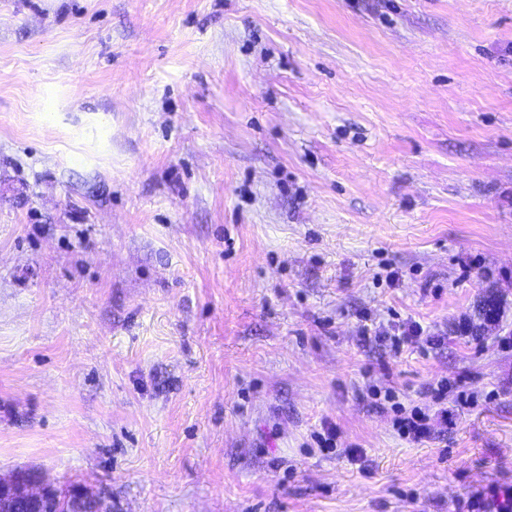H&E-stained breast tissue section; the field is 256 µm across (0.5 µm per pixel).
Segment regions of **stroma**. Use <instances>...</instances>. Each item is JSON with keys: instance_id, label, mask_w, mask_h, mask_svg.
Instances as JSON below:
<instances>
[{"instance_id": "obj_1", "label": "stroma", "mask_w": 512, "mask_h": 512, "mask_svg": "<svg viewBox=\"0 0 512 512\" xmlns=\"http://www.w3.org/2000/svg\"><path fill=\"white\" fill-rule=\"evenodd\" d=\"M503 336L512 0H0V475L456 512L512 485ZM441 380L477 404L404 440L374 391ZM390 332L384 328L370 327L367 324L362 325L360 329V336L364 339L374 338L387 344L392 351L400 352L405 345H409L416 340H419L424 335L425 330L417 322H402L390 326Z\"/></svg>"}]
</instances>
